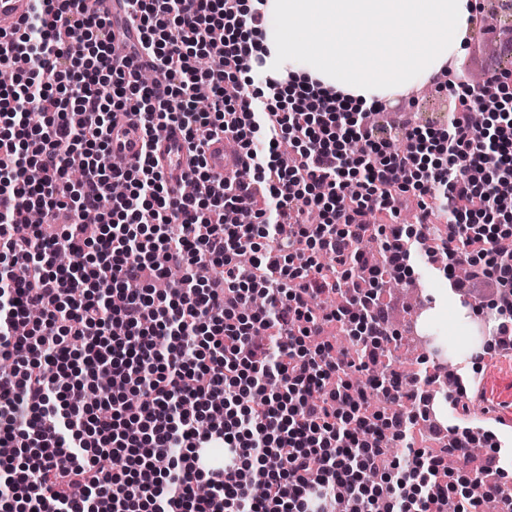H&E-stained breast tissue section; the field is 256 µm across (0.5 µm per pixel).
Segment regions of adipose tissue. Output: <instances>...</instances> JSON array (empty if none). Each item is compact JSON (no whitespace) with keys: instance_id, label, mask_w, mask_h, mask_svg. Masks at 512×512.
Instances as JSON below:
<instances>
[{"instance_id":"ef3b65f1","label":"adipose tissue","mask_w":512,"mask_h":512,"mask_svg":"<svg viewBox=\"0 0 512 512\" xmlns=\"http://www.w3.org/2000/svg\"><path fill=\"white\" fill-rule=\"evenodd\" d=\"M471 0H268V67L355 99L424 82L459 48Z\"/></svg>"}]
</instances>
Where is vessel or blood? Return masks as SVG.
Listing matches in <instances>:
<instances>
[{
  "label": "vessel or blood",
  "instance_id": "b4317fda",
  "mask_svg": "<svg viewBox=\"0 0 512 512\" xmlns=\"http://www.w3.org/2000/svg\"><path fill=\"white\" fill-rule=\"evenodd\" d=\"M30 0H0V35L9 36L28 13ZM151 153L169 187L179 190L191 173L193 164L186 149L183 133L170 128L153 148H146L144 133L139 120L126 112L117 113L110 130V156L124 163L137 161L144 153ZM233 149L229 141L219 136L208 141L204 158L210 175L218 180L234 173Z\"/></svg>",
  "mask_w": 512,
  "mask_h": 512
}]
</instances>
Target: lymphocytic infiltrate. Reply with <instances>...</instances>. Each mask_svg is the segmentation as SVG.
Masks as SVG:
<instances>
[{"mask_svg":"<svg viewBox=\"0 0 512 512\" xmlns=\"http://www.w3.org/2000/svg\"><path fill=\"white\" fill-rule=\"evenodd\" d=\"M266 3L124 0L111 20L89 0H34L0 49L15 73L0 86V512H336L343 499L443 512V455L406 446L412 417L366 415L348 378L376 360L372 304L416 241L387 235L382 268L359 245L368 215L396 217L406 196L426 215L429 199L454 202L448 265L495 280L497 344L512 349V195L499 191L512 182V73L455 90L447 127L398 126L395 150L366 126L379 99L272 74L225 98L264 71ZM116 27L136 34L131 59L110 55ZM117 112L139 116L150 144L172 126L198 154L231 136L241 168L218 182L196 164L194 194H172L150 158L111 165ZM73 153L86 167L75 185ZM34 210L50 232L29 224ZM202 264L216 275L198 279ZM342 289L344 307L315 312ZM333 323L356 352L326 339ZM106 374L123 390L86 406ZM392 440L403 449L389 463ZM386 463L385 486L368 483Z\"/></svg>","mask_w":512,"mask_h":512,"instance_id":"obj_1","label":"lymphocytic infiltrate"}]
</instances>
